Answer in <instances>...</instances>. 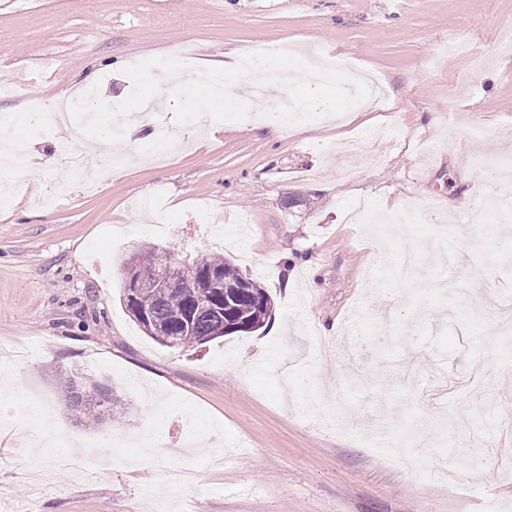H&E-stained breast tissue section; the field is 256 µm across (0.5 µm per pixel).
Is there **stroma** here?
Masks as SVG:
<instances>
[{
	"mask_svg": "<svg viewBox=\"0 0 512 512\" xmlns=\"http://www.w3.org/2000/svg\"><path fill=\"white\" fill-rule=\"evenodd\" d=\"M512 0H0V125L27 142L0 206V346L23 397L0 402V501L23 512H512ZM365 66L386 99L351 122L320 119L271 139L254 121L202 120L159 164L163 86L146 130L99 155L123 168L92 190L57 192L65 128L31 117L100 80L110 104L131 61L193 47L198 67L283 41ZM510 164L503 181L472 164ZM291 197L302 205L288 207ZM220 253L271 293L266 329L194 349L145 336L119 303L136 243L177 261ZM469 236L457 241L458 226ZM462 268L448 280L441 254ZM394 336L390 356L375 336ZM482 365L494 432L461 428ZM110 388L122 415L89 425L60 387ZM69 448L15 431L46 423ZM192 465L184 490L145 458L149 436ZM93 444L111 468L87 480L67 452ZM471 451L465 466L450 461Z\"/></svg>",
	"mask_w": 512,
	"mask_h": 512,
	"instance_id": "35a3bbf8",
	"label": "stroma"
}]
</instances>
